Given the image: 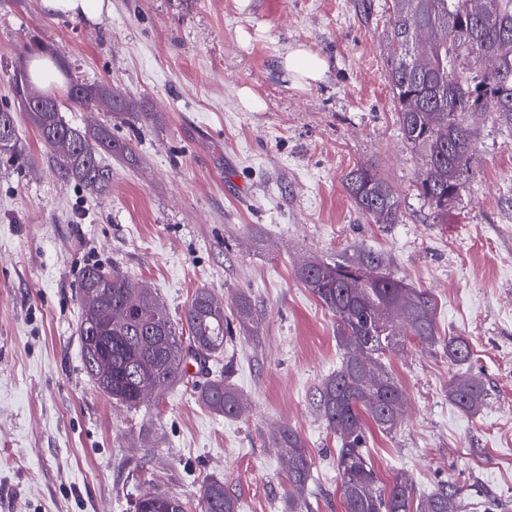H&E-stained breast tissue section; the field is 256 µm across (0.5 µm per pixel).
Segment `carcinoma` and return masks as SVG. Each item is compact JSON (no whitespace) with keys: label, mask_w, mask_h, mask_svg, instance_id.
<instances>
[{"label":"carcinoma","mask_w":512,"mask_h":512,"mask_svg":"<svg viewBox=\"0 0 512 512\" xmlns=\"http://www.w3.org/2000/svg\"><path fill=\"white\" fill-rule=\"evenodd\" d=\"M486 15L469 9L470 0H393L390 36L398 52L390 62L388 83L397 103L399 128L405 141L426 157L417 183L419 196L448 217L455 200L473 174L476 130L471 117L488 115L512 126V0H489ZM111 92L104 84L70 81L66 97L76 104L102 103ZM61 176L93 193L105 191L112 169L102 155L126 160L132 148L112 140L105 126L78 128L65 121L54 96L27 113ZM0 155L27 161L17 130ZM345 189L357 210L375 224H396L399 202L391 186L371 166H361L345 178ZM380 255L368 251L336 263L310 261L297 269L299 280L336 317V341L343 347L340 366L322 384L316 408L336 434V463L345 512H458V489L442 484L423 499L402 475L381 482L366 452V421L389 434L401 421L404 395L381 362L400 336L439 347L454 366L469 364L472 352L462 336H439L437 304L420 288L383 272ZM82 316L79 341L84 369L107 397L130 408L144 393L159 391L182 379L191 355L206 361L224 353L233 338L232 320L224 304L207 288L198 289L176 327L166 308L146 288L136 287L116 269L88 265L79 283ZM235 321L242 327L257 323L256 309L246 296L234 302ZM112 316V347L99 349L100 314ZM188 336H183L182 330ZM488 396L484 385L466 374L448 381V399L459 410L477 415ZM199 398L225 417L240 413V394L226 378H214L199 390ZM275 447L288 456V479L297 495L288 512H302L310 474L308 448L288 429ZM135 512H238L237 500L224 481L211 479L200 490L195 507L164 492L142 495Z\"/></svg>","instance_id":"1"}]
</instances>
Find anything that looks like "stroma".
Returning a JSON list of instances; mask_svg holds the SVG:
<instances>
[{
	"label": "stroma",
	"mask_w": 512,
	"mask_h": 512,
	"mask_svg": "<svg viewBox=\"0 0 512 512\" xmlns=\"http://www.w3.org/2000/svg\"><path fill=\"white\" fill-rule=\"evenodd\" d=\"M389 3L112 0L89 24L39 0H0V101L41 53L62 66L45 90L63 99L64 119L108 125L138 157L110 158L109 190L90 194L59 176L22 111L28 160L0 156V512H134L154 490L192 504L213 477L238 512H286L288 466L273 441L282 426L310 450V512H344L336 437L316 409L343 350L335 317L296 269L364 250L430 291L440 334L469 341L467 372L490 393L469 417L448 400L457 368L441 350L409 340L387 352L406 409L392 433L367 427L379 478L406 475L420 497L451 478L463 496L512 512V128L476 117L473 176L436 223L416 190L426 159L402 138L387 80ZM297 47L323 61L318 80L284 68ZM70 73L107 84L133 111L66 101ZM363 164L397 193L399 223L356 210L345 178ZM89 264L151 289L175 320L197 289L228 313L246 295L258 328L127 408L81 361ZM222 375L242 397L234 418L198 397Z\"/></svg>",
	"instance_id": "35a3bbf8"
}]
</instances>
